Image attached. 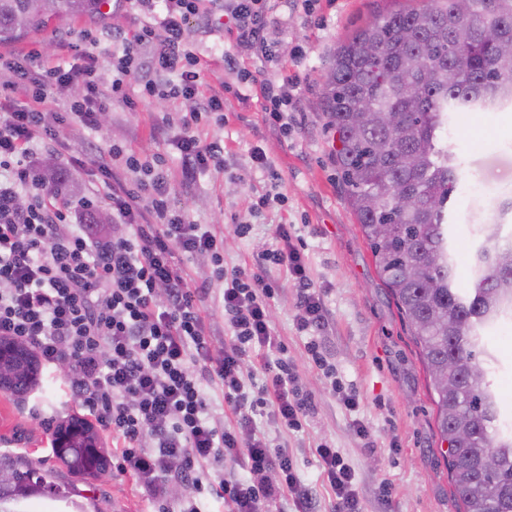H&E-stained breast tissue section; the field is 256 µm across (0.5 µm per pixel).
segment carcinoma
<instances>
[{
    "label": "carcinoma",
    "instance_id": "cac0c4a2",
    "mask_svg": "<svg viewBox=\"0 0 512 512\" xmlns=\"http://www.w3.org/2000/svg\"><path fill=\"white\" fill-rule=\"evenodd\" d=\"M38 2L0 0V44L47 25ZM103 2L55 0L53 16L99 12ZM488 24L496 43L486 40ZM323 104L347 199L436 393L460 512H512V424L490 380V332L512 321V232L486 228L471 287H457L448 202L460 196V162L445 142L450 113L512 106V0H428L377 16L337 48ZM0 346V389L26 393L37 380L35 352ZM54 445L70 470L95 476L108 466L97 431L80 418L56 427ZM0 472L9 477L0 512H27L32 498L67 500L30 458L0 453Z\"/></svg>",
    "mask_w": 512,
    "mask_h": 512
}]
</instances>
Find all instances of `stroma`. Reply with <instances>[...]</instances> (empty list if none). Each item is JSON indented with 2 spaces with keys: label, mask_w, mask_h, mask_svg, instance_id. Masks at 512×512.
<instances>
[{
  "label": "stroma",
  "mask_w": 512,
  "mask_h": 512,
  "mask_svg": "<svg viewBox=\"0 0 512 512\" xmlns=\"http://www.w3.org/2000/svg\"><path fill=\"white\" fill-rule=\"evenodd\" d=\"M423 5V0H327L315 22L289 17L287 27L276 35L281 65L273 76L300 75L303 89L286 136L270 125L261 97L254 94L245 100L235 94V74L212 52L223 42V30L189 27L190 48L205 62L206 83L225 90L226 115L224 124L199 130L204 141L223 140L224 166L199 174L192 184L182 181L178 154L153 136L164 121L178 128L191 107L190 101L180 98L144 103L134 112L113 105L87 141L66 130L57 151L37 150L40 160L51 161L66 177L74 224L83 221L81 201L91 200L105 211L110 208L99 174L80 158L82 144L103 152L116 141L147 156L163 154L176 203L188 209L196 223L223 231L226 267L251 262L271 242L276 225H290L291 242L306 256L311 282L322 292L325 319L318 330H297V290L283 270L275 273L281 289L271 302L270 318L288 347L299 390L311 398L313 411L302 431L288 435L267 418H259L258 425L269 439L287 443L299 474L313 484L321 481L313 448L323 442L335 446L355 470L364 512L458 510L440 454L427 374L339 182L322 101L328 62L340 43L377 15ZM144 20L128 5L108 14L55 17L43 30L1 44L0 54L23 55L36 46L51 54L57 38L77 44L85 31L116 34ZM298 46L305 54L299 65L293 60ZM509 118L511 108L491 114L457 112L451 118L450 146L462 161L461 176L475 183L465 202L450 210L462 288L470 285L469 264L484 228L493 223L501 201L512 197V130L502 126ZM255 146L266 152L271 172L252 169L250 151ZM266 193L285 195V204L254 210V201ZM240 223L252 227L243 239L231 231ZM493 345L499 367L492 383L501 411L508 416L512 414V324L495 332ZM342 390L358 394L357 412L343 408L338 399ZM81 412L57 370H41L38 388L27 394L0 390V453L39 461L53 482L70 491L87 512H143L141 492L129 477L112 469L97 478L76 474L56 458L55 425ZM357 420L366 426L368 439L356 434ZM385 483L391 487L387 500L380 494Z\"/></svg>",
  "instance_id": "35a3bbf8"
}]
</instances>
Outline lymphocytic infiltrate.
Here are the masks:
<instances>
[{"mask_svg": "<svg viewBox=\"0 0 512 512\" xmlns=\"http://www.w3.org/2000/svg\"><path fill=\"white\" fill-rule=\"evenodd\" d=\"M134 0L150 21L113 36L105 60L114 72L103 82L96 65L64 67L70 52L88 49L60 43L53 58L39 51L0 64V339L33 348L44 366L64 368L73 400L112 431V459L119 474L139 486L153 512H167L175 486L192 493L182 512H201L198 499L215 494L227 512H319L311 488L299 478L287 446L260 433L264 415L284 431L302 430L311 401L298 388L286 347L270 319L279 289L273 268L285 269L299 290L298 330L321 325V294L307 275L303 253L287 225L251 264L226 270L224 236L198 224L170 196L165 160L146 158L122 143L86 151L112 207L111 232L72 224L70 205L53 201L37 173L32 146L57 142L61 129L95 131L98 115L112 104L134 109L165 94L192 101L174 141L184 182L224 157V143L202 141L200 126L223 123L224 95L205 91V65L189 50L191 19L227 29L224 61L237 71L239 89L260 88L265 112L288 128L301 94L299 77L279 81L238 68L240 49L278 64L271 29L287 13L311 12L299 0ZM80 84L65 111L44 107L56 91ZM24 98L22 108L4 101ZM151 172L150 180L112 181L113 166ZM208 257V278L195 280L183 259ZM222 287L224 351L216 353L200 304L213 283ZM263 351L259 371L246 368L249 353ZM221 393L234 415L216 417L207 390ZM315 455L322 482L334 497L332 512H362L355 472L327 443ZM232 462L233 474L222 465Z\"/></svg>", "mask_w": 512, "mask_h": 512, "instance_id": "obj_1", "label": "lymphocytic infiltrate"}]
</instances>
